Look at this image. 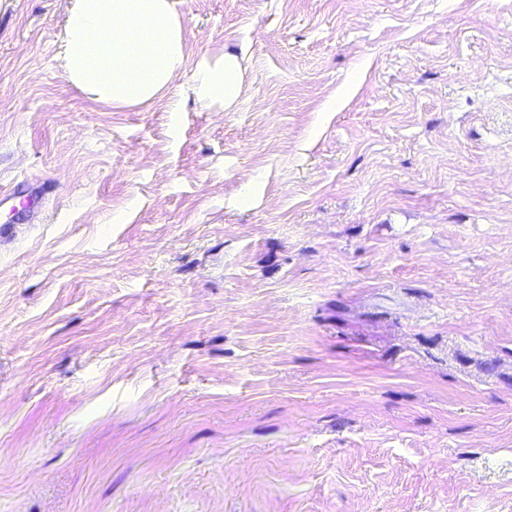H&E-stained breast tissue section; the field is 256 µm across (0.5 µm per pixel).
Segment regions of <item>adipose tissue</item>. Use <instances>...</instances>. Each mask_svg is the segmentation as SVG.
<instances>
[{"label": "adipose tissue", "mask_w": 512, "mask_h": 512, "mask_svg": "<svg viewBox=\"0 0 512 512\" xmlns=\"http://www.w3.org/2000/svg\"><path fill=\"white\" fill-rule=\"evenodd\" d=\"M63 74L114 107L149 103L170 92L186 63L174 0H75L62 45ZM242 67L233 54L201 63L190 90L204 106H231Z\"/></svg>", "instance_id": "1"}]
</instances>
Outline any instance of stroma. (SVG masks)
<instances>
[{
    "label": "stroma",
    "mask_w": 512,
    "mask_h": 512,
    "mask_svg": "<svg viewBox=\"0 0 512 512\" xmlns=\"http://www.w3.org/2000/svg\"><path fill=\"white\" fill-rule=\"evenodd\" d=\"M72 5L0 0V512H512V0H176L123 109ZM241 76L240 58L224 54L214 63L204 62L197 66L191 76L190 90L201 105L219 103L226 109L239 93Z\"/></svg>",
    "instance_id": "35a3bbf8"
}]
</instances>
